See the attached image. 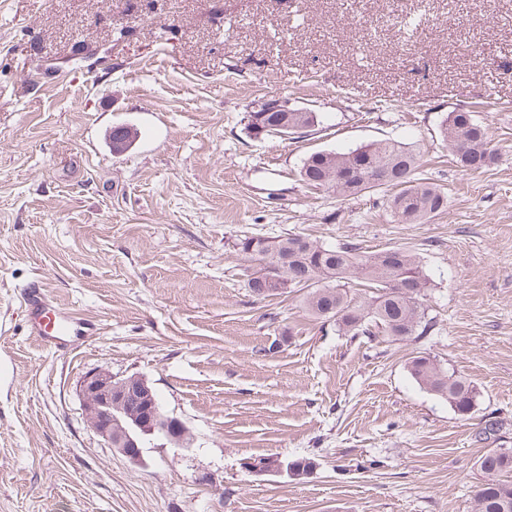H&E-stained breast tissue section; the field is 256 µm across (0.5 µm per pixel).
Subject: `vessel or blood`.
I'll return each instance as SVG.
<instances>
[{
  "mask_svg": "<svg viewBox=\"0 0 512 512\" xmlns=\"http://www.w3.org/2000/svg\"><path fill=\"white\" fill-rule=\"evenodd\" d=\"M21 308L29 335L54 352H70L77 337L93 336L98 331L91 318L56 306L48 290L37 282L22 291Z\"/></svg>",
  "mask_w": 512,
  "mask_h": 512,
  "instance_id": "obj_1",
  "label": "vessel or blood"
}]
</instances>
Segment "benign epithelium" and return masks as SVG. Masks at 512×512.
Returning <instances> with one entry per match:
<instances>
[{
	"label": "benign epithelium",
	"mask_w": 512,
	"mask_h": 512,
	"mask_svg": "<svg viewBox=\"0 0 512 512\" xmlns=\"http://www.w3.org/2000/svg\"><path fill=\"white\" fill-rule=\"evenodd\" d=\"M79 395L93 431L134 465L143 461L140 439L145 435H158L175 447L190 444L185 423L158 405L153 387L141 376L96 369L80 381ZM244 468L260 475H286L285 464L275 457L266 462L250 459Z\"/></svg>",
	"instance_id": "7a95c632"
}]
</instances>
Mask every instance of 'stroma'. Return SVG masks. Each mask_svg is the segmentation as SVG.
<instances>
[{
    "instance_id": "35a3bbf8",
    "label": "stroma",
    "mask_w": 512,
    "mask_h": 512,
    "mask_svg": "<svg viewBox=\"0 0 512 512\" xmlns=\"http://www.w3.org/2000/svg\"><path fill=\"white\" fill-rule=\"evenodd\" d=\"M261 97L318 122L256 136ZM458 109L500 146L484 170L440 137ZM385 139L445 212L394 224L382 191L300 176ZM287 233L415 249L434 335L354 339L301 291L254 295L237 237ZM37 280L98 334L28 336ZM1 323L0 512H475L478 458L512 448V0H0ZM420 352L476 387L471 418L411 379ZM96 368L146 378L191 446L108 448L78 393ZM270 454L315 466L245 471Z\"/></svg>"
}]
</instances>
